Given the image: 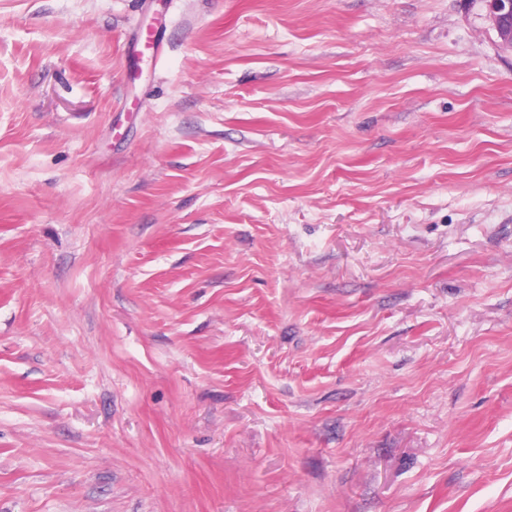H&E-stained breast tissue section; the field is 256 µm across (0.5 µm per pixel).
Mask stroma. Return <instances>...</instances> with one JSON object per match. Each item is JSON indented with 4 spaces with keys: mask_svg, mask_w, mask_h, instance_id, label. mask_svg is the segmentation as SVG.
Here are the masks:
<instances>
[{
    "mask_svg": "<svg viewBox=\"0 0 512 512\" xmlns=\"http://www.w3.org/2000/svg\"><path fill=\"white\" fill-rule=\"evenodd\" d=\"M495 41L464 0H0V512H512Z\"/></svg>",
    "mask_w": 512,
    "mask_h": 512,
    "instance_id": "1",
    "label": "stroma"
}]
</instances>
